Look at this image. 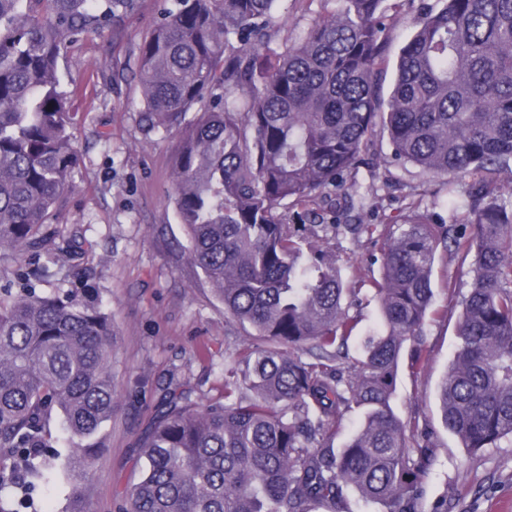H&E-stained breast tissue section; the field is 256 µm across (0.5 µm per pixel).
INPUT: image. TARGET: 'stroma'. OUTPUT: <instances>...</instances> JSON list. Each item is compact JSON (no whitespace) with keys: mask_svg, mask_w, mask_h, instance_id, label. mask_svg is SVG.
I'll return each mask as SVG.
<instances>
[{"mask_svg":"<svg viewBox=\"0 0 512 512\" xmlns=\"http://www.w3.org/2000/svg\"><path fill=\"white\" fill-rule=\"evenodd\" d=\"M434 2L404 4L388 31L389 61H396L410 39L422 5ZM335 7L334 0H278L277 46L298 41L320 12ZM158 9L157 0H139L137 13L112 38H85L60 65L62 81L73 91L75 146L82 161L69 178L55 224L82 248L73 273L58 274L40 290H74L101 301L115 332L116 397L89 487L95 512H117L126 489L137 480L142 439L157 413L161 388L186 382L198 396L219 397L225 361L238 359L253 341L251 329L225 315L200 271L185 260L187 235L172 199L178 130L151 132L142 120L135 61ZM373 141L382 162L360 167L347 178L353 193L364 199L359 223L384 227L417 200L441 215L447 200L469 203L471 175L444 177L390 162L387 136L375 135ZM339 240L345 283L379 276L380 241L348 232ZM432 288L441 315L424 326L429 361L418 375L401 374L393 401L401 418L417 420L435 452L425 504L444 498L448 512H512V442L468 454L441 417L439 385L456 347L460 301L471 288L470 275L451 252L438 251ZM348 309L358 323V335L349 342V355L355 358L362 337L379 328L381 317L367 291L349 298Z\"/></svg>","mask_w":512,"mask_h":512,"instance_id":"obj_1","label":"stroma"}]
</instances>
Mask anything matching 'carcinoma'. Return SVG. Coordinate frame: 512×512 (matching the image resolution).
<instances>
[{
    "instance_id": "cac0c4a2",
    "label": "carcinoma",
    "mask_w": 512,
    "mask_h": 512,
    "mask_svg": "<svg viewBox=\"0 0 512 512\" xmlns=\"http://www.w3.org/2000/svg\"><path fill=\"white\" fill-rule=\"evenodd\" d=\"M277 0H171L136 60L144 118L176 128L174 202L185 255L224 312L256 344L224 369V397L162 389L146 466L122 512H375L423 507L431 448L391 401L403 369L428 359L439 248L469 263L442 419L475 453L512 441V0H437L404 46L389 93L382 75L387 0H339L284 52L270 47ZM138 0H0V512H25L49 477L69 489L63 512H91L86 481L112 419L114 330L101 305L40 294L46 265L76 239L51 224L78 164L74 113L59 74L67 44L119 27ZM195 113L191 120L188 113ZM392 159L476 176L474 201L451 223L414 206L382 247V275L343 286L333 247L289 230L278 208L305 206L366 161L376 129ZM373 290L382 328L349 359L357 323L344 294ZM408 361H403L404 349ZM309 354L306 360L303 354ZM359 428L335 447L352 407ZM69 452L50 451L52 417Z\"/></svg>"
}]
</instances>
